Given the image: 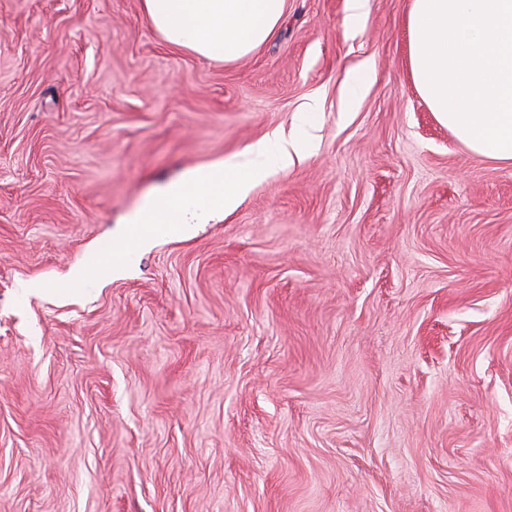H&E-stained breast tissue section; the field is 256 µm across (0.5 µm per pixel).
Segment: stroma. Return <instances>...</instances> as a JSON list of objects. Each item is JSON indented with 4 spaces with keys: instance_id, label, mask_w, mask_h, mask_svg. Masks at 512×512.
Wrapping results in <instances>:
<instances>
[{
    "instance_id": "stroma-1",
    "label": "stroma",
    "mask_w": 512,
    "mask_h": 512,
    "mask_svg": "<svg viewBox=\"0 0 512 512\" xmlns=\"http://www.w3.org/2000/svg\"><path fill=\"white\" fill-rule=\"evenodd\" d=\"M411 5L287 0L224 63L141 0H0V512H512V166L420 96ZM306 128L139 245L163 188ZM309 141L301 137L271 151L256 145L250 157L235 169L224 163L190 172L180 183L167 187L148 206L145 214L133 218L135 224H156L152 231L184 233L189 224H205L216 211L233 209L247 192L251 182L271 169L287 168L293 155L300 154ZM126 253V246L113 244L108 252L94 251L90 255L88 264L92 266H104L109 271L118 270L122 263V257Z\"/></svg>"
}]
</instances>
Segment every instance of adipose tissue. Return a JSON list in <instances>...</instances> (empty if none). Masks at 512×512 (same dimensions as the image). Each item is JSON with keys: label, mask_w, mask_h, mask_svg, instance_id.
Instances as JSON below:
<instances>
[{"label": "adipose tissue", "mask_w": 512, "mask_h": 512, "mask_svg": "<svg viewBox=\"0 0 512 512\" xmlns=\"http://www.w3.org/2000/svg\"><path fill=\"white\" fill-rule=\"evenodd\" d=\"M142 8L170 46L233 61L274 35L285 0H142ZM406 30L413 80L437 120L476 156L512 166V0H412ZM308 141L273 151L259 144L236 168L190 172L137 221L171 234L206 223L234 208L253 180L286 168Z\"/></svg>", "instance_id": "adipose-tissue-1"}]
</instances>
